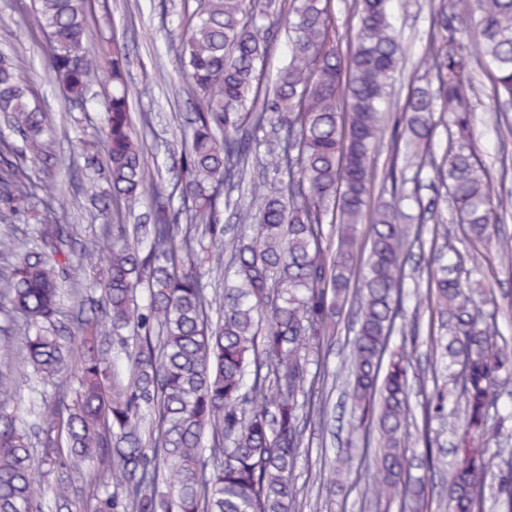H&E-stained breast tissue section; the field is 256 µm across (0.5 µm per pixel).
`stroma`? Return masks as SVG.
Masks as SVG:
<instances>
[{
  "label": "stroma",
  "mask_w": 512,
  "mask_h": 512,
  "mask_svg": "<svg viewBox=\"0 0 512 512\" xmlns=\"http://www.w3.org/2000/svg\"><path fill=\"white\" fill-rule=\"evenodd\" d=\"M196 0H109L107 8H95L91 20L92 36L115 34L129 57V88L134 112H150L152 127L144 148L150 165L159 167L166 182L175 181L178 167L173 156L179 155L182 130L175 116L187 109V85L169 45L183 31L184 10L195 7ZM392 22L402 33L405 59L393 81V98L403 101L409 88L433 83L432 63L424 58L422 42L429 29L428 0H391ZM24 40L29 53L20 65L36 98L47 112L56 132L54 151L63 161L78 160V140H85L93 152H103L104 143L96 132L98 113L74 121L61 92L52 83L46 62V39L24 27L19 12L0 6V48L15 39ZM470 120L473 141L488 166L493 195L512 205V144L501 145L495 135L496 106L488 98L472 99ZM58 204L71 223L80 225V246L92 252L103 249V222L88 196L72 190L59 194ZM444 240L433 224H425L418 241L406 254L404 308L407 322L413 323L420 361L410 373L413 414L409 421L410 446L417 459L437 457L441 465L429 473L428 512H445L446 479L444 464L452 457L454 433L462 417L459 404L449 403L444 417L429 418L423 406L435 388L448 381L433 350L438 334L436 316L429 308L418 306L417 296L428 294L430 278L437 266L439 249ZM454 249L464 260L466 269H478L492 301L485 312L496 315V329L502 343L512 346V262L500 261L486 245L457 234ZM354 336V318H338L336 331L329 343L320 345L310 355L311 373L318 384L307 392L312 412L304 427L303 445L293 473L298 512H402L399 499L376 501L365 489L375 474L373 459L378 446L377 432L350 438L345 418L351 403L345 395L343 363L348 358ZM492 466L487 483L492 494L486 495L484 512H507V497L499 493L503 478L512 475V396H502L491 411L485 436ZM352 448L354 465L351 474L335 487H328V463L345 448Z\"/></svg>",
  "instance_id": "1"
}]
</instances>
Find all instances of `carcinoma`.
<instances>
[{"label":"carcinoma","mask_w":512,"mask_h":512,"mask_svg":"<svg viewBox=\"0 0 512 512\" xmlns=\"http://www.w3.org/2000/svg\"><path fill=\"white\" fill-rule=\"evenodd\" d=\"M332 0H203L187 17L172 51L188 81L192 118L171 188L151 182L135 129L125 52L89 44V0H5L30 30L46 36L55 81L79 111L99 110L107 148L108 189L90 194L112 216L106 264L93 287L94 316L77 301V317L55 325L64 273L76 255L74 224L57 206L54 183L26 162L52 157L46 118L17 75L26 46L0 54V210L31 217L36 243L20 254L0 291V315L21 336L24 367L50 380L70 373L72 387L43 399L34 427L33 458L23 410L0 404V512H39L45 470L49 512H73L74 475L87 472L92 512H297L292 476L302 445L310 378L309 355L330 336L344 307L357 325L348 364L354 414L350 435L373 426L376 500L398 497L423 512L428 490L412 473L407 424L409 372L417 345L390 349L403 320V245L414 227L440 221L436 204L419 195L421 173L435 174L448 197L446 231L461 226L493 240L512 259V237L491 238L501 220L489 172L467 144L459 110L483 92L471 60L474 42L492 101L512 102V0H440L424 44L436 89L408 94L400 134L420 149L411 178L391 166L389 200L371 198L373 157L382 142L387 87L400 63L389 0H355L357 36L348 50L336 38ZM287 27L290 54L271 82L266 59ZM112 91L89 95L103 78ZM443 114L434 118L437 103ZM448 128L442 160L431 151L438 125ZM274 176L283 189L270 194ZM151 195L146 240L131 236L114 204L134 207ZM371 213V245L362 285L358 224ZM338 225L336 247L323 246V225ZM460 256L432 275L426 306L445 336L442 355L461 369L436 409L463 400L456 461L448 467V512H479L490 470L482 437L489 410L512 385V353L498 343L485 293L461 278ZM125 353L129 374L115 379L112 347ZM345 451L329 466L330 483L349 475Z\"/></svg>","instance_id":"carcinoma-1"}]
</instances>
